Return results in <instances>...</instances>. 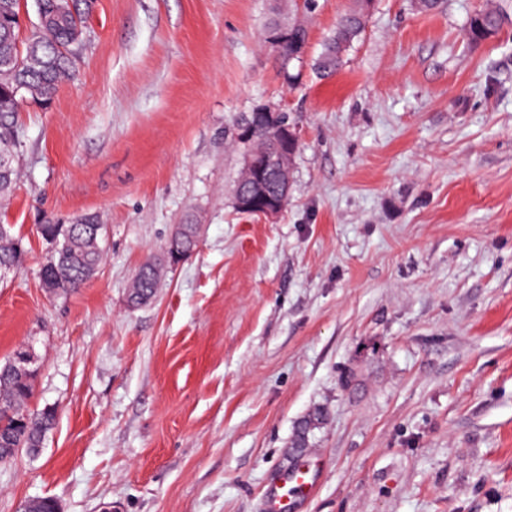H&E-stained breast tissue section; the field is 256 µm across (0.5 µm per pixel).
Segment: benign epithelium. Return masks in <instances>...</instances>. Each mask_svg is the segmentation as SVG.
I'll return each instance as SVG.
<instances>
[{
	"label": "benign epithelium",
	"instance_id": "7a95c632",
	"mask_svg": "<svg viewBox=\"0 0 512 512\" xmlns=\"http://www.w3.org/2000/svg\"><path fill=\"white\" fill-rule=\"evenodd\" d=\"M75 13L74 0H52L50 7L39 5L35 26L49 25L67 14ZM281 108L274 103H265L255 109L252 118L245 119L240 136L247 140L251 149L246 154L240 171V188L236 193L235 210L272 220L283 211L282 201L271 194V171L284 175L281 184L288 192L293 153L288 143L300 140V130L295 124L278 122Z\"/></svg>",
	"mask_w": 512,
	"mask_h": 512
}]
</instances>
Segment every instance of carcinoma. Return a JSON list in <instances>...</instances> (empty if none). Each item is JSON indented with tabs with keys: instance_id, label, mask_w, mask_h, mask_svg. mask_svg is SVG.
Masks as SVG:
<instances>
[{
	"instance_id": "carcinoma-1",
	"label": "carcinoma",
	"mask_w": 512,
	"mask_h": 512,
	"mask_svg": "<svg viewBox=\"0 0 512 512\" xmlns=\"http://www.w3.org/2000/svg\"><path fill=\"white\" fill-rule=\"evenodd\" d=\"M86 0H77L76 16L59 23L31 27L24 39H19L18 16L21 0H0V153H14L18 140V112L24 102L47 103L56 95L63 80L74 72V58L70 55L68 34L83 23ZM368 19L364 0H354L351 7L336 22L332 34L323 44V50L314 62L321 75L336 72L343 63L346 51L364 33ZM512 24V11L499 0H493L484 9L469 17L464 37L471 43L494 38L505 26ZM273 19L264 30V43L281 60L284 80L294 84L299 74L290 68L303 62L310 40V30L294 26L288 19V29H278ZM19 177L16 165L0 170V198L10 196ZM63 225L43 224L40 234L51 247V254L41 273L42 281L58 294H67L80 288L85 275L96 268L102 259L99 236L102 225L97 216L84 217L74 225L71 235L62 234ZM23 239L12 232V225L0 224V268L19 262ZM160 264L149 257L139 266L129 292L131 303L138 306L149 300L157 288ZM33 390V379L12 370L11 361L0 365V454L13 448L42 446L45 436L54 428L56 412L52 407L30 410L26 402ZM20 512H54L49 497L28 499Z\"/></svg>"
}]
</instances>
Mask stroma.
<instances>
[{
	"label": "stroma",
	"mask_w": 512,
	"mask_h": 512,
	"mask_svg": "<svg viewBox=\"0 0 512 512\" xmlns=\"http://www.w3.org/2000/svg\"><path fill=\"white\" fill-rule=\"evenodd\" d=\"M486 0H375L343 67L313 62L350 0H316L298 87L263 31L272 0H93L74 77L19 114L0 224V364L38 366V454L0 463V512H268L304 453L299 512H512V27L463 37ZM301 129L288 207L230 203L235 114ZM86 214L105 258L43 288L39 224ZM195 252L127 305L176 225ZM323 421L294 440L314 412ZM12 229L10 224H0V268L17 264L23 252V239ZM160 264L149 257L139 266L129 292V299L134 306L149 300L157 288L160 278Z\"/></svg>",
	"instance_id": "stroma-1"
}]
</instances>
